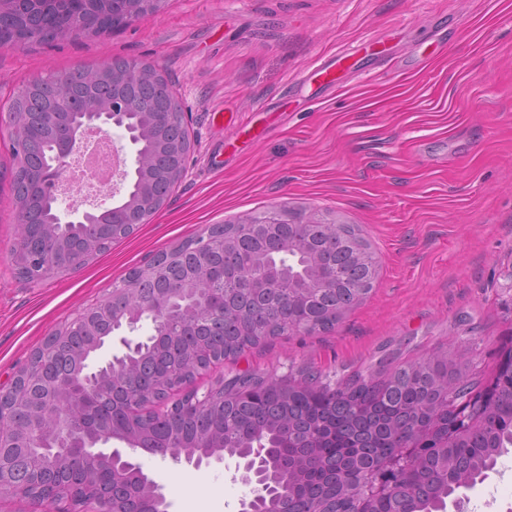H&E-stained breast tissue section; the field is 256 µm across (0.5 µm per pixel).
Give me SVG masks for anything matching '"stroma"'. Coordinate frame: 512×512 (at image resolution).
<instances>
[{"mask_svg":"<svg viewBox=\"0 0 512 512\" xmlns=\"http://www.w3.org/2000/svg\"><path fill=\"white\" fill-rule=\"evenodd\" d=\"M368 59L336 91L305 82L321 59ZM121 56L168 74L193 148L166 207L83 271L38 284L11 261L19 227L0 179V384L44 340L105 299L130 268L214 224L273 209L358 225L378 262L369 297L335 328L286 335L221 371L272 376L310 366L336 378L439 348L465 350L489 383L512 348L494 283L512 259V0H168L98 37L0 49V167L11 161L7 105L33 77ZM171 512H239L250 489L217 462L144 450ZM463 512H512V453L462 491Z\"/></svg>","mask_w":512,"mask_h":512,"instance_id":"1","label":"stroma"}]
</instances>
